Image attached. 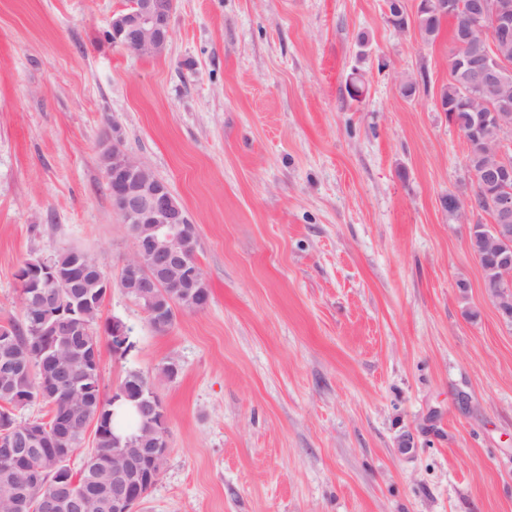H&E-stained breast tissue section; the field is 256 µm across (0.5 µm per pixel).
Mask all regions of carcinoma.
<instances>
[{
    "mask_svg": "<svg viewBox=\"0 0 512 512\" xmlns=\"http://www.w3.org/2000/svg\"><path fill=\"white\" fill-rule=\"evenodd\" d=\"M445 17L432 11L420 17V27L428 38H435ZM464 72L450 65L448 84L443 87L441 103L447 107L448 120L461 129L471 126V115L463 105L467 91ZM497 140L494 125L486 124L469 136L468 159L477 162ZM98 289L92 278L83 288H58L57 305L52 308L54 319L72 322L75 327L67 336H48L44 324L46 310L27 303L22 305L18 322L5 327L8 337L0 335V345L14 353L18 367H30L20 375L0 374V438L26 437L25 423L17 419L16 411L32 404L48 407L49 419L39 421L43 442L28 449V461L19 464L0 459V509L3 512H41L45 499L69 504L82 499L83 512H112V485L106 475L112 474V463L120 461L123 448L112 444V436L124 431L135 440L141 430L154 423L161 414L150 411L157 396L148 377L140 371L127 372L114 397L132 409V414L116 419L112 399L103 395L99 370L87 372L80 356L93 351L101 354L102 345L112 346V320L98 326V310L91 307L90 298ZM70 419L74 430L62 444L74 450L85 442L84 422L95 423L93 449L78 472L62 461L53 459L55 449L45 447V441L56 432L57 421Z\"/></svg>",
    "mask_w": 512,
    "mask_h": 512,
    "instance_id": "obj_1",
    "label": "carcinoma"
}]
</instances>
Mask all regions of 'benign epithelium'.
<instances>
[{"label":"benign epithelium","instance_id":"7a95c632","mask_svg":"<svg viewBox=\"0 0 512 512\" xmlns=\"http://www.w3.org/2000/svg\"><path fill=\"white\" fill-rule=\"evenodd\" d=\"M177 0H129L127 6L112 13L108 29L116 45L136 54L161 57L171 39L170 19ZM438 8L448 13L465 10V30L461 40L478 35L491 50L483 55H465L455 51L459 67L467 70L475 81L506 83L512 70L506 68L500 48L512 38V6L504 0H469L463 5L455 0H420L417 12ZM470 107L478 112L479 122L498 126V141L490 156L482 162L481 171L473 173L475 188L488 196L492 224L485 233L488 248L503 265L512 263V103L492 102L474 93L466 94ZM100 160L113 210L129 228L134 242L130 258L121 267L119 286L130 298L145 301L144 312L155 327L168 329L165 313L171 295L181 301L180 309L196 310L200 306L201 289L208 287L197 261L198 230L181 201L169 185L159 179L144 162L134 158L121 146L117 126L112 137L103 141ZM51 279L70 288H80L87 277L101 276L97 262L83 253L82 263L73 268H53V259H35ZM489 299L506 323L512 322V285L501 284L486 289ZM168 429L163 424L143 433L140 447L112 465V508L115 512H135V505L149 493L158 477L143 479L138 459L145 453L157 457L168 455Z\"/></svg>","mask_w":512,"mask_h":512}]
</instances>
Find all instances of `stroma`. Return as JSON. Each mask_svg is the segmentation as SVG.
<instances>
[{"instance_id":"obj_1","label":"stroma","mask_w":512,"mask_h":512,"mask_svg":"<svg viewBox=\"0 0 512 512\" xmlns=\"http://www.w3.org/2000/svg\"><path fill=\"white\" fill-rule=\"evenodd\" d=\"M125 2L0 0V325L25 260L80 249L118 278L119 131L186 206L210 291L164 333L104 301L132 329L105 395L180 368L136 512H512V325L469 249L491 218L443 206L474 188L438 107L452 21L427 41L387 0H177L153 58L105 38Z\"/></svg>"}]
</instances>
